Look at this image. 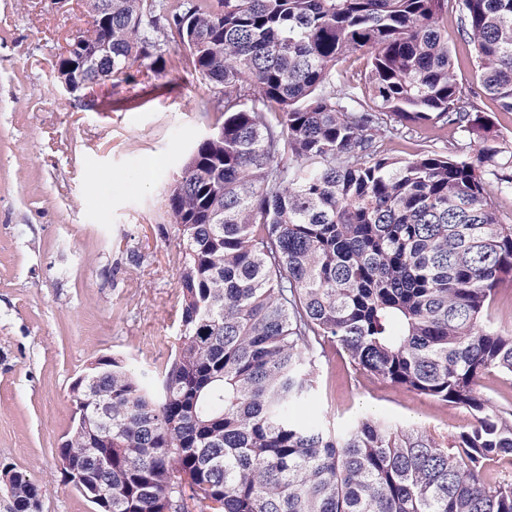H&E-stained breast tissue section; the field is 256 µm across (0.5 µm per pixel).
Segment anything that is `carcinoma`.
<instances>
[{
    "label": "carcinoma",
    "instance_id": "obj_1",
    "mask_svg": "<svg viewBox=\"0 0 512 512\" xmlns=\"http://www.w3.org/2000/svg\"><path fill=\"white\" fill-rule=\"evenodd\" d=\"M474 88L512 112V0H458ZM74 45L112 46L119 76L160 59L167 31L224 121L169 194L181 264L178 345L155 376L99 357L70 385L58 454L105 484L112 512H512V412L480 391L512 380V330L492 326L512 284V190L488 119L463 91L448 0H89ZM361 54L359 79L340 67ZM482 135L473 159L385 154L391 121ZM353 367L467 411L448 444L363 417L341 435L293 415L325 339ZM14 512L44 489L5 464ZM490 318L497 324L512 329V287L504 284L497 290L495 301L489 310Z\"/></svg>",
    "mask_w": 512,
    "mask_h": 512
}]
</instances>
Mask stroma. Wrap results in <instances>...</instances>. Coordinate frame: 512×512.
Here are the masks:
<instances>
[{
    "label": "stroma",
    "instance_id": "obj_1",
    "mask_svg": "<svg viewBox=\"0 0 512 512\" xmlns=\"http://www.w3.org/2000/svg\"><path fill=\"white\" fill-rule=\"evenodd\" d=\"M92 23L87 0H0V462L43 485L41 512H95L61 478L57 448L73 425L70 385L101 356L161 372L178 343L181 269L171 184L221 117L218 87L197 79L183 47L74 95L55 64ZM463 89L472 48L448 5ZM470 138L455 127L401 126L386 141L407 159ZM327 358L300 419L338 430L363 416L450 439L472 418L448 404Z\"/></svg>",
    "mask_w": 512,
    "mask_h": 512
}]
</instances>
